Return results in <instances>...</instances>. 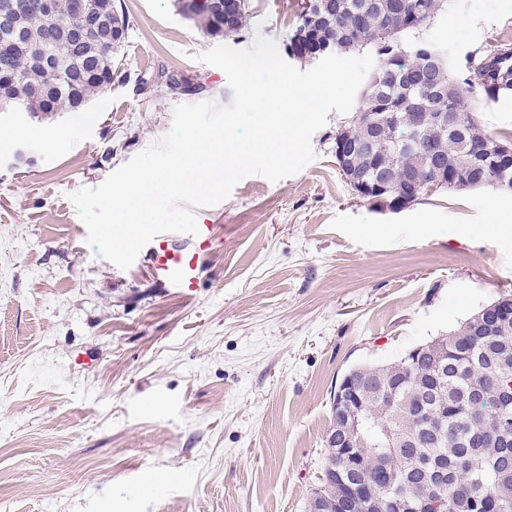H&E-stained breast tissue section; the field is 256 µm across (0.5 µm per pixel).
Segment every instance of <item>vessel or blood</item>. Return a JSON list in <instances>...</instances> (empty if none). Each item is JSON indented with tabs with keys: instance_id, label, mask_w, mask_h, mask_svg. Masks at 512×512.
Listing matches in <instances>:
<instances>
[{
	"instance_id": "b4317fda",
	"label": "vessel or blood",
	"mask_w": 512,
	"mask_h": 512,
	"mask_svg": "<svg viewBox=\"0 0 512 512\" xmlns=\"http://www.w3.org/2000/svg\"><path fill=\"white\" fill-rule=\"evenodd\" d=\"M177 239L174 232L158 233L149 242L145 259L159 288L188 297L197 290L205 259L216 240V227L200 224L198 234L186 246L178 245Z\"/></svg>"
}]
</instances>
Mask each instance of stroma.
Masks as SVG:
<instances>
[{
    "label": "stroma",
    "instance_id": "35a3bbf8",
    "mask_svg": "<svg viewBox=\"0 0 512 512\" xmlns=\"http://www.w3.org/2000/svg\"><path fill=\"white\" fill-rule=\"evenodd\" d=\"M177 0H121L128 30L94 118L0 115V499L15 512H308L331 394L512 293V191L440 190L401 211L360 199L335 158L250 176L198 219L216 242L193 297L147 262L97 256L69 195L165 136L184 96L231 103L217 46ZM305 0H250L228 45L286 48ZM455 66L512 44V0H446L419 32ZM147 91H139L140 82Z\"/></svg>",
    "mask_w": 512,
    "mask_h": 512
}]
</instances>
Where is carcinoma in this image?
<instances>
[{"label": "carcinoma", "mask_w": 512, "mask_h": 512, "mask_svg": "<svg viewBox=\"0 0 512 512\" xmlns=\"http://www.w3.org/2000/svg\"><path fill=\"white\" fill-rule=\"evenodd\" d=\"M96 15L97 31L84 44L70 45L68 31L81 20L57 0L51 16L28 12L20 39L39 45L49 56L45 66L32 64L27 53L4 48L10 34L0 27V92L22 104V115L43 120L59 112H81L112 84V54L125 37L112 38V27L128 22L115 0H87ZM179 10L204 37H231L244 30L248 0H239L237 17L224 23V0H178ZM444 0H309L297 30H307L334 53L371 47L377 64L347 123L336 138L349 149L346 165L364 179L391 178V186L362 195L373 204L422 201L433 185L464 190L495 188L512 182V164L500 156L501 141L482 128L478 112L512 95V47L504 44L466 62L459 74L448 55L438 56L431 44L402 37L413 34L442 9ZM399 13L402 26L386 31L380 16ZM288 55L318 58L309 46L291 36ZM421 113L413 147L394 146L392 137L407 132L411 113ZM448 114V128L432 123ZM372 139L366 156L352 152L358 140ZM479 308L447 337L430 340L432 352L417 361L407 355L387 365L356 369L367 408L378 425L401 434L399 448H387L372 430L366 446L357 449L362 469L357 478L372 484L388 501L410 495L424 498L432 479L442 472V492L450 512H512V430L499 420H512V404L500 402V390L512 383V294H502ZM442 409L448 419L437 429L424 413ZM337 407H331L325 478L312 492L309 512H359L345 499L336 500L345 474H336Z\"/></svg>", "instance_id": "cac0c4a2"}]
</instances>
